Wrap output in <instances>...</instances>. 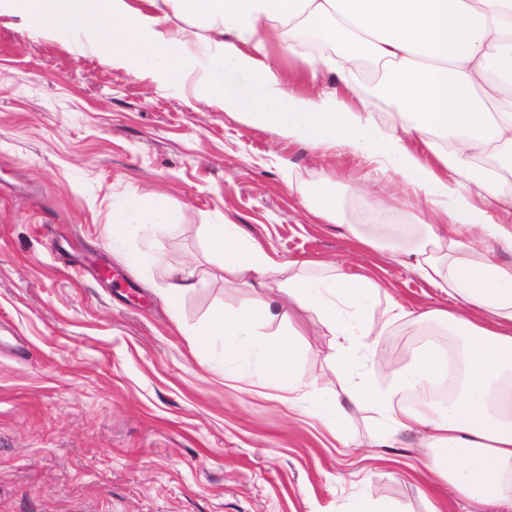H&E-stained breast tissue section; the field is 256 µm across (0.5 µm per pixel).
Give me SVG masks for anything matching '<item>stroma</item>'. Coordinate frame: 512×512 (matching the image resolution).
<instances>
[{
    "instance_id": "stroma-1",
    "label": "stroma",
    "mask_w": 512,
    "mask_h": 512,
    "mask_svg": "<svg viewBox=\"0 0 512 512\" xmlns=\"http://www.w3.org/2000/svg\"><path fill=\"white\" fill-rule=\"evenodd\" d=\"M246 50L295 91H338L278 40ZM336 182L338 224L302 203L314 181ZM375 164L252 128L192 84L177 90L103 64L64 37L38 35L0 13V512H353L386 501L395 512H460L444 482L429 485L415 436L376 446L375 416L350 409L349 445L274 391L225 379L189 335L216 307L254 294L219 277L205 225L240 224L277 261L310 260L373 277L414 307L443 299L350 226L352 186L383 181ZM163 195L177 227L104 233L113 211ZM143 257L140 266L129 254ZM197 260L206 279L179 314L157 289L171 265ZM111 267L110 278L100 268ZM299 365L323 386L341 380L330 337L293 306ZM373 350L409 362L418 331L396 322Z\"/></svg>"
}]
</instances>
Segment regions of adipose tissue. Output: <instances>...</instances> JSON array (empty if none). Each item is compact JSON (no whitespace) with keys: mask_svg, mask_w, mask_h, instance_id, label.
I'll return each mask as SVG.
<instances>
[{"mask_svg":"<svg viewBox=\"0 0 512 512\" xmlns=\"http://www.w3.org/2000/svg\"><path fill=\"white\" fill-rule=\"evenodd\" d=\"M0 0L44 35L67 36L104 63L145 73L172 88L194 78L204 102H219L248 126L312 146H337L373 159L396 183L411 187L439 216L377 224L368 189L359 219L361 241L409 267L446 305L396 303L386 323L434 325L458 337L459 349L426 341L410 361L375 357L382 335L369 315L381 285L363 275L307 276L297 261L279 263L227 219L207 225L220 268L255 288L232 309H213L197 323L193 352L220 350L224 373L285 393L290 404L314 397L315 415L346 442L349 408L378 414L376 443L405 433L426 448L425 466L468 506V512H512V264L488 257L490 245L512 250V0ZM201 23L207 36L171 30L161 5ZM308 28L327 52L307 59L327 68L348 90L361 82L363 58L389 65L381 85L347 103L336 93L290 89L274 66L239 47L242 40L278 37L284 25ZM396 108L384 117L378 100ZM177 223L163 197L148 194L112 214L105 227L117 240L139 224ZM318 317L332 338L329 360L343 391L323 388L299 371L291 331H267L289 316L267 288ZM392 375L381 388L374 374ZM447 385L435 412L400 406V392Z\"/></svg>","mask_w":512,"mask_h":512,"instance_id":"1","label":"adipose tissue"}]
</instances>
